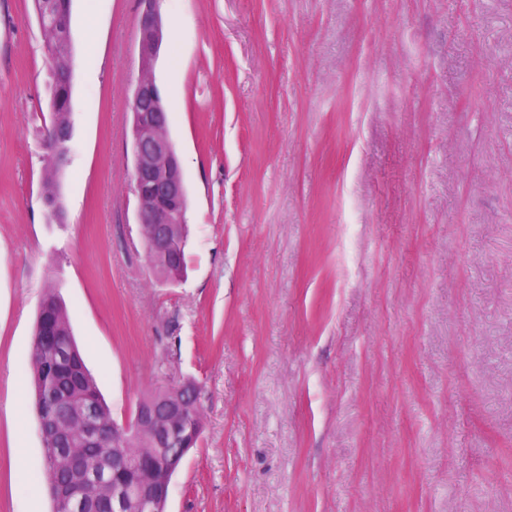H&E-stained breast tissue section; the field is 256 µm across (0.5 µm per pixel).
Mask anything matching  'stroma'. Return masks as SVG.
I'll return each instance as SVG.
<instances>
[{"instance_id": "stroma-1", "label": "stroma", "mask_w": 512, "mask_h": 512, "mask_svg": "<svg viewBox=\"0 0 512 512\" xmlns=\"http://www.w3.org/2000/svg\"><path fill=\"white\" fill-rule=\"evenodd\" d=\"M162 17L188 197L175 283L136 218L138 0H72L58 221L50 55L32 0H0V512L53 510L28 368L52 286L115 420L196 383L169 512H512V0ZM51 156L44 168L43 193L46 204H52L61 212L59 204V169L55 162L56 151L49 149Z\"/></svg>"}]
</instances>
